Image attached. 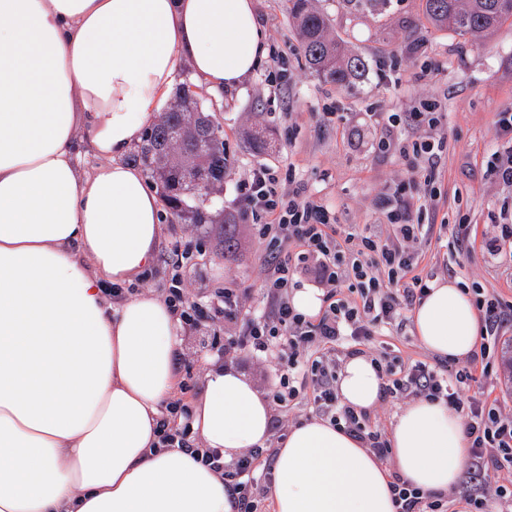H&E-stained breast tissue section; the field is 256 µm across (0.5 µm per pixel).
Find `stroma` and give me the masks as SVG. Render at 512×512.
<instances>
[{"label": "stroma", "instance_id": "1", "mask_svg": "<svg viewBox=\"0 0 512 512\" xmlns=\"http://www.w3.org/2000/svg\"><path fill=\"white\" fill-rule=\"evenodd\" d=\"M314 4L328 15L331 35L365 62L364 71L348 85L325 82L309 69L287 0H255L267 37L260 66L224 97L200 95L224 128L232 165L213 207L238 224L239 249L234 259H224L217 231L205 233L164 215L155 265L139 285L140 291L163 294L173 271H180L197 306L198 323L181 332L177 366L178 396L186 401L200 390L213 359L244 372L263 391L279 375L275 360L225 355L211 347L213 338L224 333L214 307L225 285L237 288L247 309L261 311L267 304L261 286L270 246L239 203L240 181L259 165L278 167L281 182L327 206L346 229L385 236L391 230L390 213L409 212L427 226L413 245L421 275L449 278L512 303V263L486 251L487 240L499 233L501 208L512 203V187L500 184L488 165L500 142L497 115L512 111V19L471 39L429 24L424 0ZM428 103L438 106L434 127L411 118ZM391 116L396 119L392 126L387 123ZM249 128L270 135L268 154H251L243 138ZM387 130L404 143H439L437 207L407 190L411 159L395 150L380 151ZM462 220L471 226L470 248L452 262L448 243ZM362 349L377 359L391 353L408 363L436 367L441 362L408 321L383 328Z\"/></svg>", "mask_w": 512, "mask_h": 512}]
</instances>
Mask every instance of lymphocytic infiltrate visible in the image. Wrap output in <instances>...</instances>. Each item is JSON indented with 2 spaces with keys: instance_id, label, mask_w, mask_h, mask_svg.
<instances>
[{
  "instance_id": "lymphocytic-infiltrate-1",
  "label": "lymphocytic infiltrate",
  "mask_w": 512,
  "mask_h": 512,
  "mask_svg": "<svg viewBox=\"0 0 512 512\" xmlns=\"http://www.w3.org/2000/svg\"><path fill=\"white\" fill-rule=\"evenodd\" d=\"M278 184L275 170L266 166L251 169L242 184V209L260 216V236L271 239L279 251L266 261L263 288L268 311L245 309L236 289L228 287L221 293L219 308L225 319L240 323L225 335L223 349L228 354L248 352L277 360L284 371L268 392L277 407L304 399L312 413L343 426L379 462L389 463L392 451L382 432L371 427L369 415L338 402L336 345L347 334L358 344L369 343L379 327L400 320L402 307L424 298L427 281L415 274L414 256L407 248L423 226L395 214L393 234L387 238L345 231L327 208L299 191L280 203ZM298 270L311 275L324 292L325 305L312 318L298 313L290 302L288 289ZM474 303L481 315L483 342L472 353L469 367L438 371L420 361L403 363L395 356L380 366L383 392L439 401L462 414L470 454L465 476L476 483L465 498L468 512H512V418L504 415L498 400L464 392L475 373L490 375V351L512 328V306L486 295ZM159 438L166 446L197 453L204 464L221 472L238 512H262L271 490L274 449L253 448L226 465L218 451L200 447L193 439L190 407L179 399L167 404ZM490 472L501 475L502 483L483 484ZM389 488L396 512H449L447 500L411 487L400 476H393Z\"/></svg>"
}]
</instances>
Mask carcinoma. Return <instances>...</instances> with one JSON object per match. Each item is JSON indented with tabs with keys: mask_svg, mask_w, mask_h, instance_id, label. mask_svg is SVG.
Segmentation results:
<instances>
[{
	"mask_svg": "<svg viewBox=\"0 0 512 512\" xmlns=\"http://www.w3.org/2000/svg\"><path fill=\"white\" fill-rule=\"evenodd\" d=\"M311 0H288L309 67L326 81L345 86L365 67L329 36L327 17ZM425 16L433 25L461 36L487 33L512 17V0H425ZM137 159L160 189L170 214L183 224L215 223L208 202L224 187L229 171L224 132L196 95L180 89L160 120L144 134ZM224 257L239 246L237 225L223 221Z\"/></svg>",
	"mask_w": 512,
	"mask_h": 512,
	"instance_id": "1",
	"label": "carcinoma"
}]
</instances>
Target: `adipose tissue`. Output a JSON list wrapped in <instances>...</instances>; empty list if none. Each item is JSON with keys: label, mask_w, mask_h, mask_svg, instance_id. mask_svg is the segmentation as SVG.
I'll return each mask as SVG.
<instances>
[{"label": "adipose tissue", "mask_w": 512, "mask_h": 512, "mask_svg": "<svg viewBox=\"0 0 512 512\" xmlns=\"http://www.w3.org/2000/svg\"><path fill=\"white\" fill-rule=\"evenodd\" d=\"M264 55L253 0H0V512H237L221 473L159 444L179 388L178 318L155 294L109 295L154 264L159 198L123 158L181 66L219 93ZM412 326L450 358L480 333L448 279ZM337 386L369 410L382 379L355 354ZM190 409L225 461L270 437L268 401L233 368L212 365ZM389 442L401 478L424 491L450 490L468 461L461 419L440 402L407 405ZM389 481L362 441L304 420L277 450L273 512H395Z\"/></svg>", "instance_id": "ef3b65f1"}]
</instances>
